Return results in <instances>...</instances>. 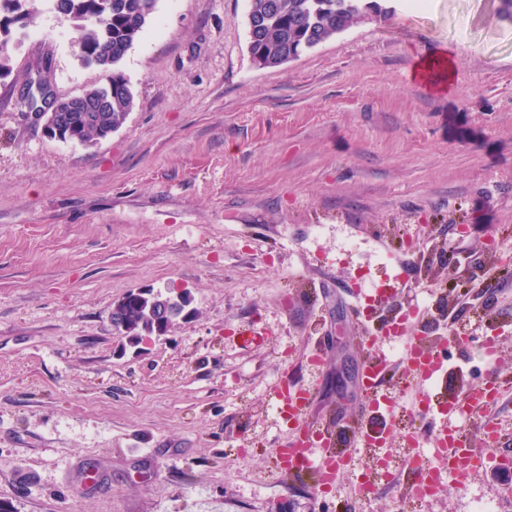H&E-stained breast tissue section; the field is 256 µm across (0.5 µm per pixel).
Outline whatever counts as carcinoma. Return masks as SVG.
<instances>
[{
    "label": "carcinoma",
    "mask_w": 512,
    "mask_h": 512,
    "mask_svg": "<svg viewBox=\"0 0 512 512\" xmlns=\"http://www.w3.org/2000/svg\"><path fill=\"white\" fill-rule=\"evenodd\" d=\"M31 0H0V11L34 17ZM53 9L68 18L75 31L77 59L108 73L112 97L96 112L95 122L71 112L64 133L69 143L87 145L119 129L134 105L122 73L116 71L155 12L157 0H51ZM389 13L377 0H250L249 51L262 68L278 67L291 57L315 48L359 21ZM187 292H130L114 303L112 327L137 346L191 314Z\"/></svg>",
    "instance_id": "obj_1"
}]
</instances>
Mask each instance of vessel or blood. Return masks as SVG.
I'll return each instance as SVG.
<instances>
[{"mask_svg": "<svg viewBox=\"0 0 512 512\" xmlns=\"http://www.w3.org/2000/svg\"><path fill=\"white\" fill-rule=\"evenodd\" d=\"M385 341L403 347L404 361L408 370L417 383L427 384L438 380L444 370L446 357L440 349L427 343L421 337L408 336L404 323H397L384 335ZM390 374L386 357L378 352H371L364 362L359 374V387L365 394L364 413L393 414L398 408V402L391 394L382 392L381 386ZM500 389V383L495 371H488L484 381L476 388L469 390L466 397L445 404L433 406L432 411L441 417V429L434 437L432 453L435 457L448 461L447 475H439L427 468L417 472L419 485L430 482H441L442 478L468 484L471 478L484 470L485 462L482 455L468 448L467 438L461 433L456 423L459 418L479 417L481 430L491 428V421L485 420L484 415L494 405V396ZM274 396L281 406L287 407L289 418L297 433L295 448L301 452L300 458L285 457L281 464L284 470L291 474L312 473L317 477L319 485L331 486L338 473L339 464H348L353 460V451L357 448H381L385 441L376 436L372 430L355 433L352 446L339 449L335 446V435L332 428L317 427L306 419L310 403V394L303 388H290L286 384H278ZM322 448L320 459H313L312 449Z\"/></svg>", "mask_w": 512, "mask_h": 512, "instance_id": "vessel-or-blood-1", "label": "vessel or blood"}]
</instances>
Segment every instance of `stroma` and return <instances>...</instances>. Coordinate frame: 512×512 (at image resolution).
Masks as SVG:
<instances>
[{
	"mask_svg": "<svg viewBox=\"0 0 512 512\" xmlns=\"http://www.w3.org/2000/svg\"><path fill=\"white\" fill-rule=\"evenodd\" d=\"M299 58L257 67L249 0H158L119 68L123 125L76 146L16 101L37 71L60 95L106 82L73 52L71 23L34 0L9 25L0 78V512H512V467L422 496L401 429L419 393L479 384L478 347L512 325V21L500 0H385ZM446 90L415 77L441 53ZM52 57L44 68V57ZM468 269L428 276L429 239ZM494 240L497 252L482 247ZM396 296L358 318L366 280ZM185 291L193 313L129 346L110 321L125 294ZM414 311L448 344L416 389L395 371L392 419L358 415L365 335ZM494 410L512 452V334H501ZM309 388L307 419L342 443L395 427L394 483L362 491L354 453L333 489L285 475L287 420L270 393Z\"/></svg>",
	"mask_w": 512,
	"mask_h": 512,
	"instance_id": "obj_1",
	"label": "stroma"
}]
</instances>
